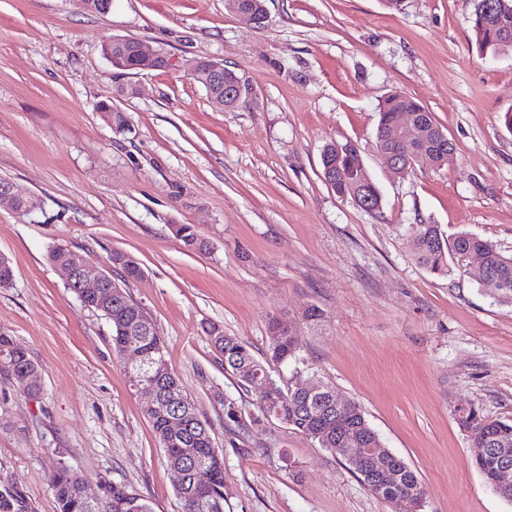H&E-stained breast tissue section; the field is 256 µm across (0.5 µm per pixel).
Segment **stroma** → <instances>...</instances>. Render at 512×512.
<instances>
[{
    "mask_svg": "<svg viewBox=\"0 0 512 512\" xmlns=\"http://www.w3.org/2000/svg\"><path fill=\"white\" fill-rule=\"evenodd\" d=\"M262 28L225 0H0V178L38 196L28 215L0 204V333L37 365L24 393L0 368V488L30 512H57L58 462L86 484L126 485L152 512H182L177 477L143 413L103 316L47 262L64 245L96 270L112 252L143 276L126 291L153 321L165 358L224 453V512H401L335 455L279 420L225 425L231 397L255 410L206 334L223 325L259 360L267 322L297 324L300 363L281 384L318 374L366 412L384 448L426 489L421 512H512L472 465L457 407L512 419V307L482 291L473 260L436 275L413 259L403 228L469 231L512 254V52L478 55L472 0H266ZM140 39L167 68H112L101 47ZM207 58L252 91L215 108L187 73ZM135 84L126 98L121 86ZM400 90L454 145L447 163L393 175L375 147L378 104ZM121 109L120 134L99 104ZM358 144L381 206L366 211L322 178L326 141ZM175 224L207 241L186 250ZM113 278L119 269L110 268ZM326 312L312 331L301 313Z\"/></svg>",
    "mask_w": 512,
    "mask_h": 512,
    "instance_id": "1",
    "label": "stroma"
}]
</instances>
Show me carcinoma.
<instances>
[{
  "label": "carcinoma",
  "instance_id": "obj_1",
  "mask_svg": "<svg viewBox=\"0 0 512 512\" xmlns=\"http://www.w3.org/2000/svg\"><path fill=\"white\" fill-rule=\"evenodd\" d=\"M471 31L483 57H495L512 51V0H473ZM401 112L414 116L416 129L411 133L409 144H398L395 149L403 152L409 146L415 147L429 154L433 164H445L448 151L454 150L452 141L440 136L441 127L433 113L402 91L389 93L379 103L375 144L387 142L390 127ZM344 146L347 150L338 152L336 141L331 139L321 151V168L329 167L336 171L332 189L358 207L361 206L362 197L367 196L372 199V208L379 209L380 190L360 166L358 145L346 142ZM404 232L417 261L433 274L450 273V257L462 261L472 252L480 253L488 277L497 282L495 298L512 306V255L503 254L495 244L469 231L457 232L449 237L437 224H407ZM178 238L190 251L207 250L208 244L190 224L180 225ZM89 309L99 312L109 322L112 350L118 358H123V352L132 346L163 369L162 375L156 377L160 394L159 408L147 415V419L165 448L170 466L190 468L180 452L183 439L188 438L194 441V448L210 473L209 484L198 488L195 495L189 497L182 490H177L183 501V512H224L223 455L213 447L210 433L199 418L194 403L187 398L179 378L169 368L163 343L154 324L142 307L127 294L107 312L98 310L92 304ZM207 334L212 346L221 355V361L234 372L241 386L248 385L246 376L239 373L241 369L262 376L270 375L266 363L258 360L237 337L224 334V329L216 324L210 325ZM268 337L272 361L288 364L297 360L295 329L282 326L280 319L273 316L268 322ZM6 347L11 348V352L0 362V368L14 377L37 369L24 349L14 346L11 337L0 333V354ZM272 385L269 400L256 404L257 415L254 421L261 422L269 418L284 421L291 429L333 454L338 448V432L358 439L365 447H382L378 434L361 406L351 404L342 415L341 425H330L327 421L328 404L322 394L303 396L296 387L286 388L275 380ZM223 407L224 422L240 424L242 406L238 401L226 397ZM456 416L459 425L469 433L473 447L492 449L490 455L472 459V464L483 475L488 486L494 487V482L499 479L501 464L506 462L512 466V421L490 418L473 406L458 408ZM177 417L186 423L181 435L171 433L169 426L170 421ZM418 482L420 479L417 473L406 465L398 477L400 494L389 497L380 493L378 497L390 503H403L411 512H419L420 502L410 497V490ZM50 485L56 498L57 512H151L144 498L122 485H109L105 495L96 494L67 465L52 474ZM0 512H29V505L19 491L1 488Z\"/></svg>",
  "mask_w": 512,
  "mask_h": 512
}]
</instances>
